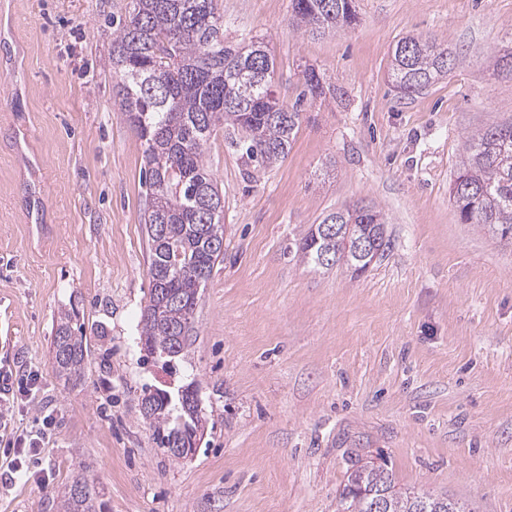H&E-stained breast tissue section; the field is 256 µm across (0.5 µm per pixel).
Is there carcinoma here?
I'll use <instances>...</instances> for the list:
<instances>
[{
	"label": "carcinoma",
	"mask_w": 512,
	"mask_h": 512,
	"mask_svg": "<svg viewBox=\"0 0 512 512\" xmlns=\"http://www.w3.org/2000/svg\"><path fill=\"white\" fill-rule=\"evenodd\" d=\"M296 25L312 34L332 33L356 21L354 0H292ZM409 60L391 54L390 76L403 95L416 93L445 76L459 53L427 39L409 36ZM112 70L120 112L144 146L147 204L142 223L148 246L150 288L140 326L141 343L153 357L173 361L194 343L195 314L216 264L224 260L223 209H212L222 195L205 163V146L217 129L243 133L246 158L269 166L288 155L300 124L298 105H278L270 117L275 62L259 42L243 47L224 41V17L216 0H128L124 15L112 19ZM314 69L303 73L301 99L324 94ZM463 167L450 187V201L464 224H477L502 240H512V124L488 127L466 138ZM343 209L350 236L317 241L308 229L295 242V256L315 269L321 249L333 265L363 272L368 261L356 255L354 240L367 233L379 255L390 244L382 212L367 204ZM73 314L59 316L51 342V367L66 383L84 374L88 349L75 333ZM159 447H174L194 425V410L182 397L172 401L164 389L146 387L139 396ZM386 498V512H467L445 496L396 486L392 474L359 465L339 495L340 512H371V501ZM98 492L83 481L60 497L58 512H98Z\"/></svg>",
	"instance_id": "1"
}]
</instances>
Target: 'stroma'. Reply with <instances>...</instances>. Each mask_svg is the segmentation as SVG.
Here are the masks:
<instances>
[{"instance_id":"obj_1","label":"stroma","mask_w":512,"mask_h":512,"mask_svg":"<svg viewBox=\"0 0 512 512\" xmlns=\"http://www.w3.org/2000/svg\"><path fill=\"white\" fill-rule=\"evenodd\" d=\"M226 42H263L273 91L306 103L288 156L250 162L225 132L205 160L224 198V260L189 355L163 364L138 340L149 292L143 148L112 80L111 17L126 0H0V372L15 402L0 431V512H57L79 472L103 512H337L355 460L470 512H512V244L462 223L449 186L466 136L512 122V0H355V25L311 35L291 0H217ZM417 35L462 54L400 96L391 51ZM29 129L39 185L12 144ZM359 200L390 246L358 276L313 270L293 245ZM63 311L90 353L77 386L50 365ZM199 389L205 434L171 460L144 387ZM46 430L35 456L14 436ZM20 460L13 470L12 460Z\"/></svg>"}]
</instances>
